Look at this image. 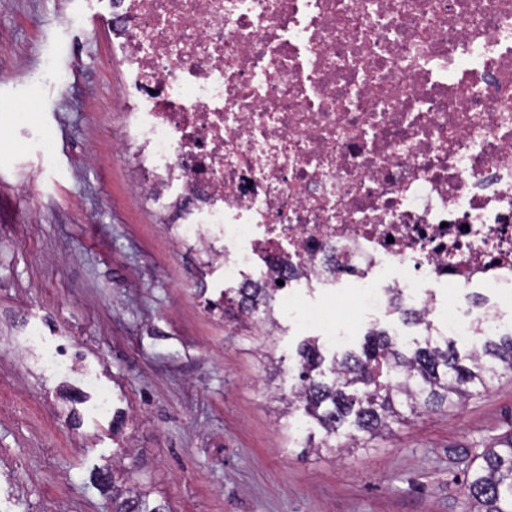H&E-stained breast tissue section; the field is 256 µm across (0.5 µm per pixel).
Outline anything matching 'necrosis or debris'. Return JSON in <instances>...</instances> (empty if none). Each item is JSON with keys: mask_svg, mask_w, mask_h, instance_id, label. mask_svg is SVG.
<instances>
[{"mask_svg": "<svg viewBox=\"0 0 512 512\" xmlns=\"http://www.w3.org/2000/svg\"><path fill=\"white\" fill-rule=\"evenodd\" d=\"M112 28L119 141L233 287L283 281L336 342L393 288L459 337L512 305V0H113ZM347 282L353 313L299 301Z\"/></svg>", "mask_w": 512, "mask_h": 512, "instance_id": "necrosis-or-debris-1", "label": "necrosis or debris"}]
</instances>
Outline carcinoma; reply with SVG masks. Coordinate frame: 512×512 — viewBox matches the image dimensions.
<instances>
[{
	"label": "carcinoma",
	"instance_id": "1",
	"mask_svg": "<svg viewBox=\"0 0 512 512\" xmlns=\"http://www.w3.org/2000/svg\"><path fill=\"white\" fill-rule=\"evenodd\" d=\"M278 291L275 282L264 288H233L213 309L247 316L260 306L271 308ZM298 355V386L288 404L302 410L323 432L315 448L331 452L348 421L372 438L421 408L458 404L490 388L503 373L512 374V334L464 358L447 339L440 342L428 335L406 349L381 329L365 336L360 352H346L328 368L313 341L302 343ZM479 459L466 485L474 512H512V437L484 449ZM98 480L112 484V512H169L167 504L149 491L125 486L133 481L129 470L123 478L115 469L101 472Z\"/></svg>",
	"mask_w": 512,
	"mask_h": 512
}]
</instances>
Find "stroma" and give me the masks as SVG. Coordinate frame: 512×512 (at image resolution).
I'll use <instances>...</instances> for the list:
<instances>
[{
  "label": "stroma",
  "mask_w": 512,
  "mask_h": 512,
  "mask_svg": "<svg viewBox=\"0 0 512 512\" xmlns=\"http://www.w3.org/2000/svg\"><path fill=\"white\" fill-rule=\"evenodd\" d=\"M111 12L0 0V512H110L94 474L119 448L171 512H469L480 453L512 436V375L352 450L306 448L278 396L323 331L210 311L221 270L113 147Z\"/></svg>",
  "instance_id": "35a3bbf8"
}]
</instances>
